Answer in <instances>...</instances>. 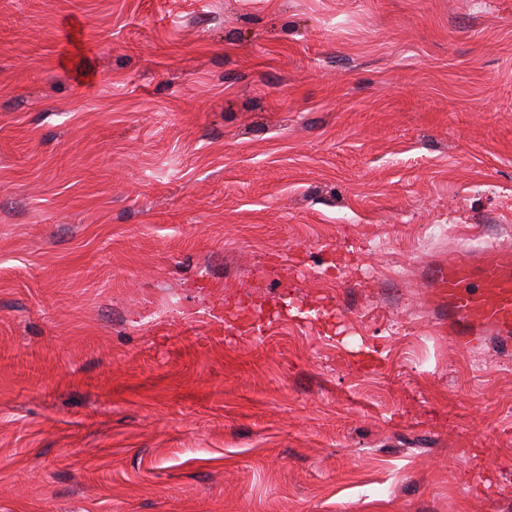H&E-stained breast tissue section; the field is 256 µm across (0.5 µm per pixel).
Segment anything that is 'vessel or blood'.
Listing matches in <instances>:
<instances>
[{
    "mask_svg": "<svg viewBox=\"0 0 512 512\" xmlns=\"http://www.w3.org/2000/svg\"><path fill=\"white\" fill-rule=\"evenodd\" d=\"M448 315L439 325L461 341L495 336L512 344V248L468 246L431 272Z\"/></svg>",
    "mask_w": 512,
    "mask_h": 512,
    "instance_id": "b4317fda",
    "label": "vessel or blood"
}]
</instances>
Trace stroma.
<instances>
[{"instance_id": "stroma-1", "label": "stroma", "mask_w": 512, "mask_h": 512, "mask_svg": "<svg viewBox=\"0 0 512 512\" xmlns=\"http://www.w3.org/2000/svg\"><path fill=\"white\" fill-rule=\"evenodd\" d=\"M512 0H0V512H512ZM435 293L448 310L439 325L448 336L468 342L497 336L512 344V248L468 246L431 271Z\"/></svg>"}]
</instances>
